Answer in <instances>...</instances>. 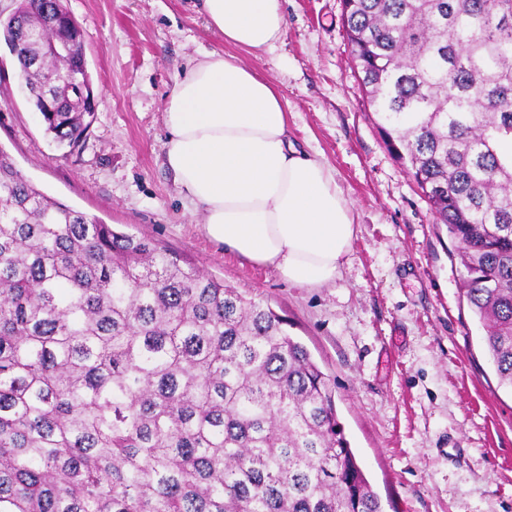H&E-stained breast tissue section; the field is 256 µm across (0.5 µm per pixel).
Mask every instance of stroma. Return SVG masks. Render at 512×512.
<instances>
[{
  "mask_svg": "<svg viewBox=\"0 0 512 512\" xmlns=\"http://www.w3.org/2000/svg\"><path fill=\"white\" fill-rule=\"evenodd\" d=\"M97 112L78 150L21 93L0 37V147L48 195L173 247L290 322L328 377L384 512H512V390L500 385L446 227L387 150L359 87L341 0H284L274 54L233 50L200 0H66ZM236 52L280 91L288 133L331 169L356 234L336 281L288 283L203 229L165 164L170 96L203 54Z\"/></svg>",
  "mask_w": 512,
  "mask_h": 512,
  "instance_id": "1",
  "label": "stroma"
}]
</instances>
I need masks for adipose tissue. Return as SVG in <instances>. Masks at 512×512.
I'll return each instance as SVG.
<instances>
[{
    "label": "adipose tissue",
    "mask_w": 512,
    "mask_h": 512,
    "mask_svg": "<svg viewBox=\"0 0 512 512\" xmlns=\"http://www.w3.org/2000/svg\"><path fill=\"white\" fill-rule=\"evenodd\" d=\"M225 43L274 52L286 24L281 0H203ZM165 163L204 216L203 229L288 283L335 281L355 218L327 165L288 137L278 89L232 54L209 53L173 91Z\"/></svg>",
    "instance_id": "obj_1"
}]
</instances>
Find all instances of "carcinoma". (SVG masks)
<instances>
[{"instance_id": "obj_1", "label": "carcinoma", "mask_w": 512, "mask_h": 512, "mask_svg": "<svg viewBox=\"0 0 512 512\" xmlns=\"http://www.w3.org/2000/svg\"><path fill=\"white\" fill-rule=\"evenodd\" d=\"M63 0L0 32L46 132L96 112ZM388 151L458 242L461 290L512 388V0H345ZM288 319L90 219L0 148V512H383L328 377Z\"/></svg>"}]
</instances>
